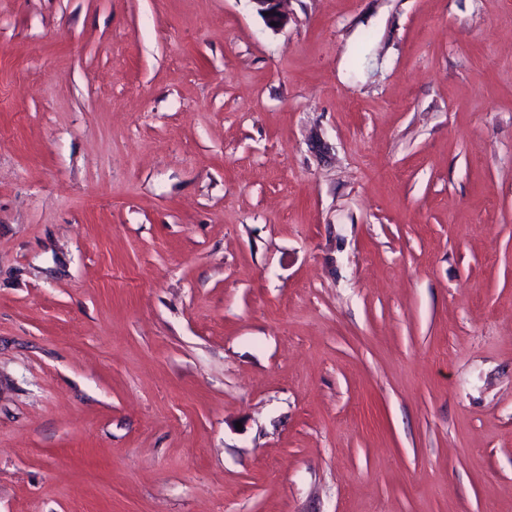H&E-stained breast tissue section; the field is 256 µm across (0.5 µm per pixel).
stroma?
Instances as JSON below:
<instances>
[{
    "label": "stroma",
    "instance_id": "1",
    "mask_svg": "<svg viewBox=\"0 0 512 512\" xmlns=\"http://www.w3.org/2000/svg\"><path fill=\"white\" fill-rule=\"evenodd\" d=\"M0 0V512H512V0ZM285 1L287 0H252V3L256 5L257 12L266 25L273 30H278L288 23V16L283 10ZM264 12H268V15H264ZM271 22H276V26H271Z\"/></svg>",
    "mask_w": 512,
    "mask_h": 512
}]
</instances>
